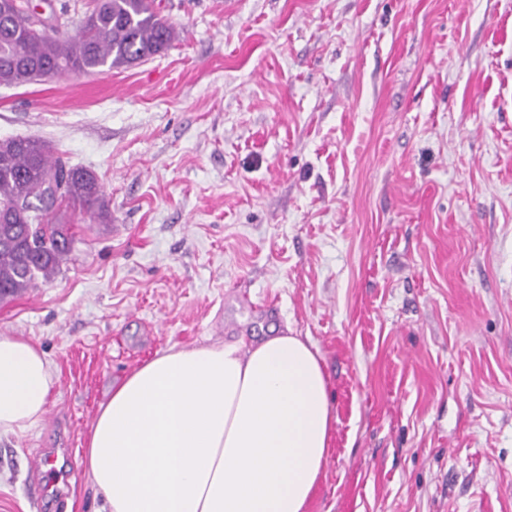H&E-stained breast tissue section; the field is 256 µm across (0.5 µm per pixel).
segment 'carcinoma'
Wrapping results in <instances>:
<instances>
[{
    "label": "carcinoma",
    "mask_w": 512,
    "mask_h": 512,
    "mask_svg": "<svg viewBox=\"0 0 512 512\" xmlns=\"http://www.w3.org/2000/svg\"><path fill=\"white\" fill-rule=\"evenodd\" d=\"M24 0H0V85H22L68 72H108L167 50L178 38L154 0H96L76 34L22 22ZM110 218L95 175L70 167L39 140H0V299L51 278L70 252L61 206Z\"/></svg>",
    "instance_id": "obj_1"
}]
</instances>
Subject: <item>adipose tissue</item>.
I'll return each instance as SVG.
<instances>
[{
	"label": "adipose tissue",
	"instance_id": "ef3b65f1",
	"mask_svg": "<svg viewBox=\"0 0 512 512\" xmlns=\"http://www.w3.org/2000/svg\"><path fill=\"white\" fill-rule=\"evenodd\" d=\"M54 384L39 346L0 335V433L38 425ZM332 427L319 353L286 329L144 361L100 406L81 463L102 512H306Z\"/></svg>",
	"mask_w": 512,
	"mask_h": 512
}]
</instances>
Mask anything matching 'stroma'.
Masks as SVG:
<instances>
[{
  "instance_id": "1",
  "label": "stroma",
  "mask_w": 512,
  "mask_h": 512,
  "mask_svg": "<svg viewBox=\"0 0 512 512\" xmlns=\"http://www.w3.org/2000/svg\"><path fill=\"white\" fill-rule=\"evenodd\" d=\"M160 6L161 54L0 85V138L112 214L64 210L67 259L0 300L56 375L0 434V512H98L80 458L115 384L287 327L336 416L307 512H512V0Z\"/></svg>"
}]
</instances>
